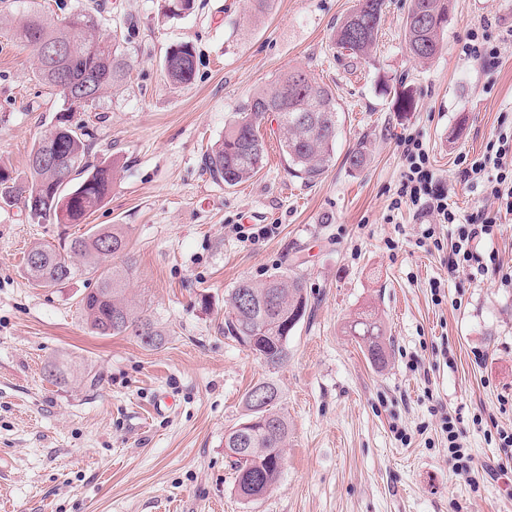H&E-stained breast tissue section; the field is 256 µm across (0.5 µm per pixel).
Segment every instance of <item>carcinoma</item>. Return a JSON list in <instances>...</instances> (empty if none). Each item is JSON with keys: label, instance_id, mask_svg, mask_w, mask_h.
Instances as JSON below:
<instances>
[{"label": "carcinoma", "instance_id": "carcinoma-1", "mask_svg": "<svg viewBox=\"0 0 512 512\" xmlns=\"http://www.w3.org/2000/svg\"><path fill=\"white\" fill-rule=\"evenodd\" d=\"M385 0H356L353 10L333 28L332 44L354 59L370 58L378 41ZM449 17V0H410L405 22V42L411 56L428 63L441 49ZM21 41L32 47L36 75L55 88L63 99L64 111L85 112L91 104L81 96L101 94L123 83L132 68L121 52V35L99 34L95 16L86 10L64 17L51 26L37 15L26 18ZM66 47L57 59L44 56L39 45ZM163 71L174 86L191 83L196 71V54L187 43L173 44L165 52ZM273 112L280 149L289 173L306 182L319 179L329 168L336 144L338 112L335 94L308 73L290 70L271 87L256 92L224 125V135L205 154V168L216 181L232 187L253 177L263 166L266 145L257 120ZM60 147L64 160L57 166L34 161L47 141ZM368 149L359 144L346 157L352 170L367 165ZM112 188V166L89 161V145L71 117L58 116L51 130L34 144L24 180L0 167V203L22 205L37 222L80 224L104 202ZM41 195L32 200L33 190ZM129 242L123 227L112 224L72 238L62 250L38 245L28 252L26 271L38 286L54 288L79 273L96 277L97 288L79 301L83 319L100 336H132L145 347L162 341V331L143 308L126 297V278L131 268ZM121 263L100 265L106 257ZM308 310L304 279L296 273H275L261 283L241 280L225 300L224 337L249 349L254 337L264 343L255 353L271 368L288 357V340ZM346 333L364 348L377 367L387 364L390 341L382 320L362 312L348 322ZM271 388L268 400L256 406L253 391ZM279 388L260 381L244 398L245 417L224 435V448L235 472L238 495L246 501L280 480L278 468L288 442V419L281 411Z\"/></svg>", "mask_w": 512, "mask_h": 512}]
</instances>
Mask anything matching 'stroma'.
I'll list each match as a JSON object with an SVG mask.
<instances>
[{
    "mask_svg": "<svg viewBox=\"0 0 512 512\" xmlns=\"http://www.w3.org/2000/svg\"><path fill=\"white\" fill-rule=\"evenodd\" d=\"M356 0H195L171 18L165 0H0V165L26 177L28 156L63 110L16 37L28 10L50 23L98 7L103 32L121 28L133 68L124 86L74 120L94 163L113 165L112 190L82 224H37L0 208V512H512V285L494 270L448 271L455 224L422 236L411 206L393 208L404 170L400 141L421 135L438 185L468 215L487 202L460 175L512 120V0H451L444 47L409 54V0H386L377 47L357 61L331 44ZM500 44L493 73L464 57L470 30ZM191 44L196 71L174 87L162 73L173 44ZM302 69L336 96L335 156L314 183L288 174L277 123L261 120L263 167L228 188L202 158L238 107L283 72ZM412 92V111L396 98ZM365 142L354 171L348 151ZM123 225L135 258L128 296L164 338L100 336L77 302L96 286L78 275L56 288L28 279L34 245L59 246L94 226ZM268 227L244 239L236 225ZM303 276L311 306L268 367L225 338L224 298L238 281ZM441 295L433 297L432 282ZM373 310L392 342L375 367L345 326ZM65 361L69 381L46 378ZM281 389L288 448L265 497L235 491L224 434L241 422L258 381ZM171 397L165 413L158 395ZM463 432L471 472L456 471L441 430Z\"/></svg>",
    "mask_w": 512,
    "mask_h": 512,
    "instance_id": "stroma-1",
    "label": "stroma"
}]
</instances>
